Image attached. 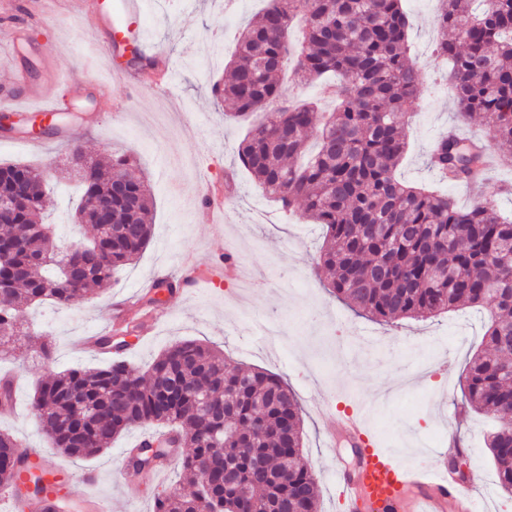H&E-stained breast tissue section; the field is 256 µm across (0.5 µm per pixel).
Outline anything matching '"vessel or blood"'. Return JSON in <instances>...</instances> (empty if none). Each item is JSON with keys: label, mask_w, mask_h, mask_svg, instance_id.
I'll use <instances>...</instances> for the list:
<instances>
[{"label": "vessel or blood", "mask_w": 512, "mask_h": 512, "mask_svg": "<svg viewBox=\"0 0 512 512\" xmlns=\"http://www.w3.org/2000/svg\"><path fill=\"white\" fill-rule=\"evenodd\" d=\"M81 5L96 19L95 41L107 59L144 46L142 0H81ZM15 82L22 85V92L0 88L1 108L21 113L25 102L34 101L38 113L46 117L65 109L66 104L61 100L42 102L40 90L25 84L23 76H16ZM162 314V309L147 305L136 293L113 304L112 325L148 336ZM345 421L359 448L355 469H347L339 460L331 468V478L341 490L343 512H445L448 500L465 502L467 490L449 483L447 476H433L396 465L369 434L362 411H348ZM15 455L22 476L34 466L52 473L61 470L44 448L24 444L16 448ZM0 501L8 505L10 512H109L110 509L108 501L100 496L82 491L63 495L50 485L40 494L30 495L25 484L15 483L0 489Z\"/></svg>", "instance_id": "b4317fda"}]
</instances>
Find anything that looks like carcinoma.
<instances>
[{"label": "carcinoma", "mask_w": 512, "mask_h": 512, "mask_svg": "<svg viewBox=\"0 0 512 512\" xmlns=\"http://www.w3.org/2000/svg\"><path fill=\"white\" fill-rule=\"evenodd\" d=\"M298 15L302 36L290 43L288 24ZM436 25L434 55L452 65L459 114L479 120L489 148H512V0H444ZM409 26L402 0H268L239 34L227 79L211 91L247 124L238 158L255 183L284 209L302 203L325 227L319 265L334 297L385 324L461 307L484 312V347L468 363L464 397L493 422L491 460L499 488L512 495V216L482 198L461 209L396 175L422 88ZM285 59L302 77H340L329 117L307 103L276 107ZM311 138L318 149L305 160ZM69 154L83 185L76 220L95 231L71 258L81 267L76 279L54 257L60 245L43 223L44 172L0 164V195L20 197L0 214V348L32 336L22 303L77 304L150 242L152 194L134 161H91L77 145ZM428 164L444 180L468 181L480 155L450 130L435 140ZM92 198L108 203L112 223H97ZM218 390L224 403L209 409L199 401V392ZM31 408L52 447L75 458L97 456L137 424L177 432L191 449L181 461L191 484L160 494L156 512H246L253 501L319 512L318 481L299 463L294 393L270 371L228 367L223 352L198 340L164 349L144 375L125 360L51 373ZM19 444L0 431V484L17 476Z\"/></svg>", "instance_id": "1"}]
</instances>
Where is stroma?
Returning a JSON list of instances; mask_svg holds the SVG:
<instances>
[{"label":"stroma","instance_id":"obj_1","mask_svg":"<svg viewBox=\"0 0 512 512\" xmlns=\"http://www.w3.org/2000/svg\"><path fill=\"white\" fill-rule=\"evenodd\" d=\"M13 15H0V29L24 22L34 50L24 62L31 82L42 84L50 99H70L69 136L22 149L0 144L1 163H31L45 170L50 184L44 221L59 243L81 238L74 212L81 194L78 173L68 148L80 145L86 156L107 162L113 153L131 155L147 178L154 208L149 245L112 282L91 288L86 301L66 307L47 301L29 306L38 334L0 352V373L18 371L22 384L14 415L0 414V429L17 438L42 443L46 435L30 408L38 381L52 372L100 365V358L78 353L83 337L109 335L114 301L145 289L164 274L179 272L185 259L201 261L200 288L164 297L166 319L154 336L138 343L131 365L147 369L153 358L182 339H196L223 351L229 366H250L280 375L302 407L303 455L319 475L320 512H341L340 492L329 471L332 456L354 465L345 438L329 442L333 415L364 406L365 418L381 445L405 466L430 470L440 465L436 449L449 440L458 450L476 488L471 512H512L487 448L488 423L465 410L461 389L466 368L483 341V323L472 309L452 311L426 321L403 319L383 325L354 312L327 288L318 264L324 230L300 208L285 211L268 198L235 159L244 128L229 119L210 91V79L223 76L237 36L265 6V0H146L143 25L148 48L161 52L174 75L175 91L185 108L172 111L168 98L153 83L127 84L103 58L94 41L95 18L76 0H16ZM440 0H403L410 20L412 59L425 95L415 106L407 129L408 150L398 168L405 181L452 196L459 206L473 202L471 192L439 180L425 163L437 136L456 130L479 138L483 128L456 118L447 71L435 68L432 49L438 35ZM59 80L43 81L45 62ZM107 88L105 100L77 97L83 84ZM222 186L229 198L222 221H210L202 209L201 184ZM233 250L252 269L256 283L225 278L222 257ZM277 321L288 337L268 347L257 324ZM52 351L43 360L41 345ZM139 427L113 440L109 449L90 459L61 456L70 471L66 485L97 472L93 489L107 499L112 512H154L150 495L178 480L171 466L161 477L146 470L125 485L121 449L132 447Z\"/></svg>","mask_w":512,"mask_h":512}]
</instances>
